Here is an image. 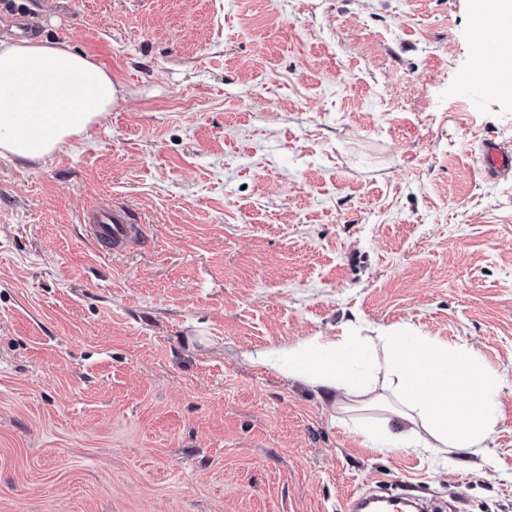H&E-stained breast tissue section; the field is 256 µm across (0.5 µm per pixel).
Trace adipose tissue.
<instances>
[{
  "label": "adipose tissue",
  "instance_id": "adipose-tissue-1",
  "mask_svg": "<svg viewBox=\"0 0 512 512\" xmlns=\"http://www.w3.org/2000/svg\"><path fill=\"white\" fill-rule=\"evenodd\" d=\"M121 97L111 74L65 39L0 41V155L45 159L87 132ZM246 362L301 381L344 409L383 412L371 447L483 452L500 416L504 375L463 347L410 327L355 328L245 352Z\"/></svg>",
  "mask_w": 512,
  "mask_h": 512
}]
</instances>
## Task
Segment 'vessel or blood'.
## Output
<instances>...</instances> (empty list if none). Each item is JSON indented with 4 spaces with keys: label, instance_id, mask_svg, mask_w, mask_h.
Listing matches in <instances>:
<instances>
[{
    "label": "vessel or blood",
    "instance_id": "obj_1",
    "mask_svg": "<svg viewBox=\"0 0 512 512\" xmlns=\"http://www.w3.org/2000/svg\"><path fill=\"white\" fill-rule=\"evenodd\" d=\"M472 25L480 37L472 49V63L463 77L465 87L495 96H512V84L498 78L497 62L503 43L512 41V24L491 13H477ZM479 162L486 178L512 177V148L496 138H483ZM83 229L101 248L122 253L138 247L143 240L142 221L131 209L110 203L100 204L81 216Z\"/></svg>",
    "mask_w": 512,
    "mask_h": 512
}]
</instances>
